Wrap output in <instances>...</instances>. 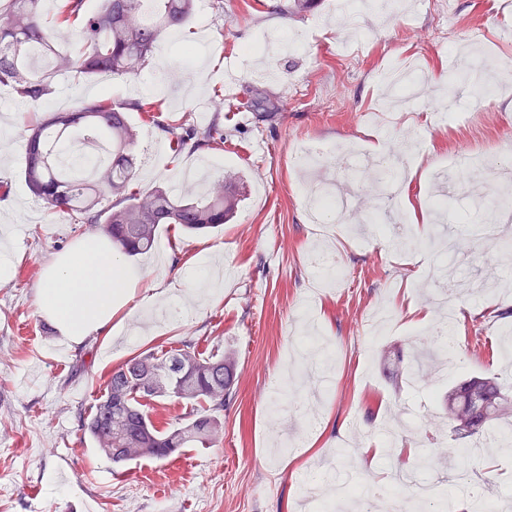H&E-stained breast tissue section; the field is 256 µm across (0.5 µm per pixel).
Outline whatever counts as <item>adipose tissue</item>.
I'll list each match as a JSON object with an SVG mask.
<instances>
[{"instance_id": "obj_1", "label": "adipose tissue", "mask_w": 512, "mask_h": 512, "mask_svg": "<svg viewBox=\"0 0 512 512\" xmlns=\"http://www.w3.org/2000/svg\"><path fill=\"white\" fill-rule=\"evenodd\" d=\"M136 279L111 248L87 237L45 264L37 307L56 326L63 344L77 345L93 334L111 335L113 319L128 303L144 308L157 303L154 293L134 296Z\"/></svg>"}]
</instances>
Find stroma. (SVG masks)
<instances>
[{
  "mask_svg": "<svg viewBox=\"0 0 512 512\" xmlns=\"http://www.w3.org/2000/svg\"><path fill=\"white\" fill-rule=\"evenodd\" d=\"M344 2L319 0L288 16L271 0H195L189 25L155 49L173 61L164 77L150 65L132 78L57 76L42 109L102 97L162 102L155 117L129 114L139 187L181 193L183 170L201 158L213 176L240 175L230 223L203 235L164 225L152 252L127 261L142 273L136 294L182 292L205 275L220 276L216 291L157 323L150 311L124 308L110 337L73 348L41 317L36 294L44 264L95 228L31 196L21 171L24 120L36 106L0 87V139L8 142L0 182L9 186L0 228L13 263L11 277L0 279V512H387L388 460L407 446L416 461L433 462L431 472L412 473L436 484L431 512H465L469 491L450 482L464 463L486 477L489 494L512 503V450L463 459L465 442L444 404L448 389L473 375L512 384L503 361L512 336V223L487 235L468 204L500 194L493 169L512 160V81L500 80L496 103L479 106L462 78L470 59L461 50L475 46L495 68L512 64V0H406L392 13H349ZM187 41L200 50L191 67L181 52ZM407 61L423 75L422 104L386 106L384 77ZM438 72L451 78L468 123L424 111L441 92L430 80ZM234 92L246 111L216 108L218 96ZM187 119L223 128V145L175 154L167 128ZM373 134L427 208L422 233L378 183L346 173L347 147ZM313 142L333 150L312 168L299 166L298 152ZM459 157L482 163L460 178ZM335 182L355 195L357 209L322 234L305 189ZM435 196L449 201L445 217L430 207ZM446 240L462 261L461 279L436 274ZM322 255L340 278L319 276L313 263ZM415 307L430 313V325L410 324ZM444 323L451 354L431 360L430 376L415 383L409 363L394 366L391 349L429 345ZM183 338L201 352L238 357L223 431L207 448L116 466L83 434V415L112 369Z\"/></svg>",
  "mask_w": 512,
  "mask_h": 512,
  "instance_id": "35a3bbf8",
  "label": "stroma"
}]
</instances>
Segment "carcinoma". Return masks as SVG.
I'll return each mask as SVG.
<instances>
[{
  "label": "carcinoma",
  "mask_w": 512,
  "mask_h": 512,
  "mask_svg": "<svg viewBox=\"0 0 512 512\" xmlns=\"http://www.w3.org/2000/svg\"><path fill=\"white\" fill-rule=\"evenodd\" d=\"M195 0H61L59 24L78 30L82 50L58 44L45 0H0V86L32 103L51 93L56 75L91 78L135 76L148 63L159 36L190 22ZM34 57L51 61L45 70ZM141 103L114 105L82 101L70 111L47 110L27 125L22 176L30 192L55 210L93 224L127 257L149 252L164 224L194 233L221 227L238 204L239 175L228 171L208 191L190 189L176 197L161 186H135L136 130L128 112ZM178 149L224 143V131L188 124L172 131ZM114 202L103 206V201ZM237 358L232 351L202 356L193 340L161 353L142 352L113 369L90 413L84 433L112 462L141 458L163 461L183 448L206 444L222 429L220 412L236 396ZM176 398L190 405L181 421L158 428L148 400ZM448 422L461 438L485 436L491 423L512 417V386L495 377L472 376L448 389Z\"/></svg>",
  "instance_id": "1"
}]
</instances>
